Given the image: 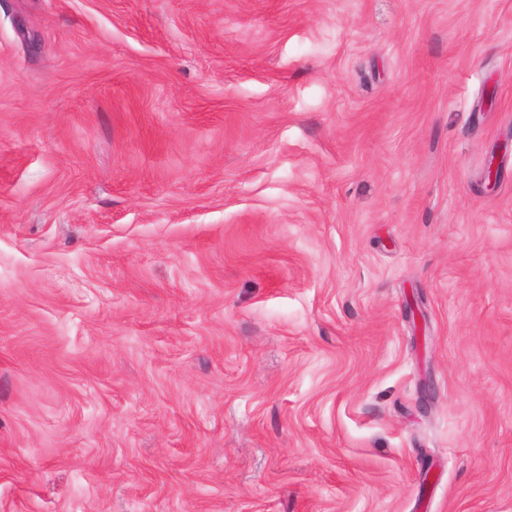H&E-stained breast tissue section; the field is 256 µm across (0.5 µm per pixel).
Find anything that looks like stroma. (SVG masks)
Returning <instances> with one entry per match:
<instances>
[{
  "label": "stroma",
  "mask_w": 512,
  "mask_h": 512,
  "mask_svg": "<svg viewBox=\"0 0 512 512\" xmlns=\"http://www.w3.org/2000/svg\"><path fill=\"white\" fill-rule=\"evenodd\" d=\"M0 512H512V0H0Z\"/></svg>",
  "instance_id": "1"
}]
</instances>
